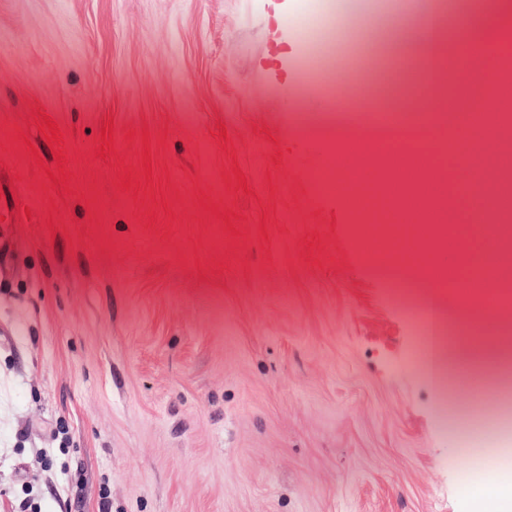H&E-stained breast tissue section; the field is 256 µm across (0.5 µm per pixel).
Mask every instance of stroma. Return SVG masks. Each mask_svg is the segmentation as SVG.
I'll return each instance as SVG.
<instances>
[{"mask_svg": "<svg viewBox=\"0 0 512 512\" xmlns=\"http://www.w3.org/2000/svg\"><path fill=\"white\" fill-rule=\"evenodd\" d=\"M474 3L429 0L330 135L278 21L322 0H0V512H469L512 465L470 363L512 346L315 175L349 154L415 215L461 176L457 114L498 91L443 78L427 112L420 70L472 58ZM399 110L443 142L366 153Z\"/></svg>", "mask_w": 512, "mask_h": 512, "instance_id": "35a3bbf8", "label": "stroma"}]
</instances>
